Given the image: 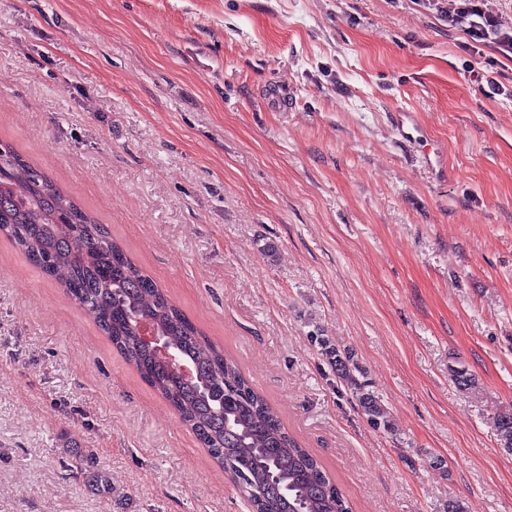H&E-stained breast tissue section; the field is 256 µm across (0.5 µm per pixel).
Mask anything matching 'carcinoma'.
Here are the masks:
<instances>
[{
    "label": "carcinoma",
    "instance_id": "carcinoma-1",
    "mask_svg": "<svg viewBox=\"0 0 512 512\" xmlns=\"http://www.w3.org/2000/svg\"><path fill=\"white\" fill-rule=\"evenodd\" d=\"M0 232L91 316L112 346L157 391L224 469L255 512H353L320 460L288 432L239 367L191 322L113 238L108 227L24 155L0 144ZM168 337L195 366L180 379L140 337L133 318ZM336 377L356 390L370 426L389 432L387 411L356 372L352 353L311 336ZM512 451V411L493 422Z\"/></svg>",
    "mask_w": 512,
    "mask_h": 512
}]
</instances>
